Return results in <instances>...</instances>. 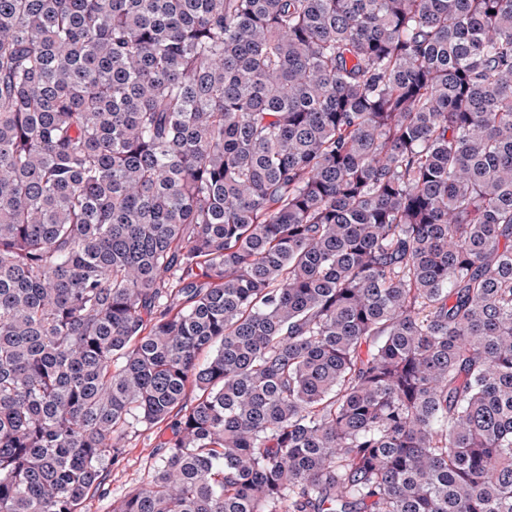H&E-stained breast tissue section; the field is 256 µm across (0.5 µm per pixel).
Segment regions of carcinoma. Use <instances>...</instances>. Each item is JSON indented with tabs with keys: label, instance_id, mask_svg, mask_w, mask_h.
Wrapping results in <instances>:
<instances>
[{
	"label": "carcinoma",
	"instance_id": "carcinoma-1",
	"mask_svg": "<svg viewBox=\"0 0 512 512\" xmlns=\"http://www.w3.org/2000/svg\"><path fill=\"white\" fill-rule=\"evenodd\" d=\"M133 420L112 512H512V0H0V512ZM159 428L149 429L145 424L133 421L122 442L123 454L117 466L109 468L106 478L105 495L86 499L81 512H112V504L123 499L133 490L145 487L159 464L155 448Z\"/></svg>",
	"mask_w": 512,
	"mask_h": 512
}]
</instances>
